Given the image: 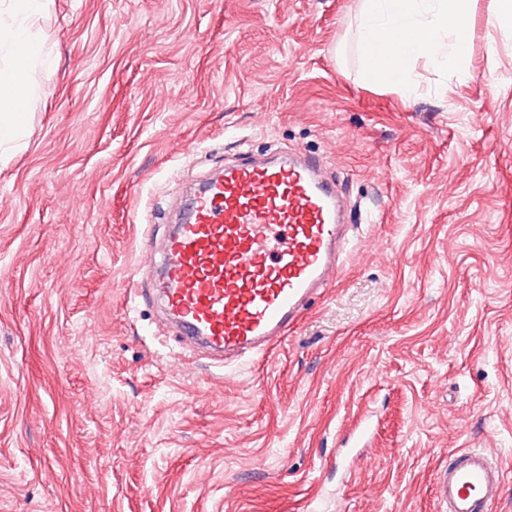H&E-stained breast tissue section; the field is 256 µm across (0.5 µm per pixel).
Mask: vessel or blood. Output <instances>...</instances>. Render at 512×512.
Listing matches in <instances>:
<instances>
[{"label": "vessel or blood", "instance_id": "vessel-or-blood-1", "mask_svg": "<svg viewBox=\"0 0 512 512\" xmlns=\"http://www.w3.org/2000/svg\"><path fill=\"white\" fill-rule=\"evenodd\" d=\"M343 198L304 152L251 156L206 176L158 238L141 241L140 294L185 349L220 365L270 351L342 272ZM507 476L482 450L435 473L445 512H492Z\"/></svg>", "mask_w": 512, "mask_h": 512}]
</instances>
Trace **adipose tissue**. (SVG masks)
Listing matches in <instances>:
<instances>
[{
	"label": "adipose tissue",
	"mask_w": 512,
	"mask_h": 512,
	"mask_svg": "<svg viewBox=\"0 0 512 512\" xmlns=\"http://www.w3.org/2000/svg\"><path fill=\"white\" fill-rule=\"evenodd\" d=\"M47 0H0V11L13 20L11 56L0 70V148L21 144L34 89L30 73L44 58L34 21ZM470 0H360L358 42L369 79L400 95L417 91L414 65L427 58L454 63L458 80H466L470 34L462 30Z\"/></svg>",
	"instance_id": "ef3b65f1"
}]
</instances>
